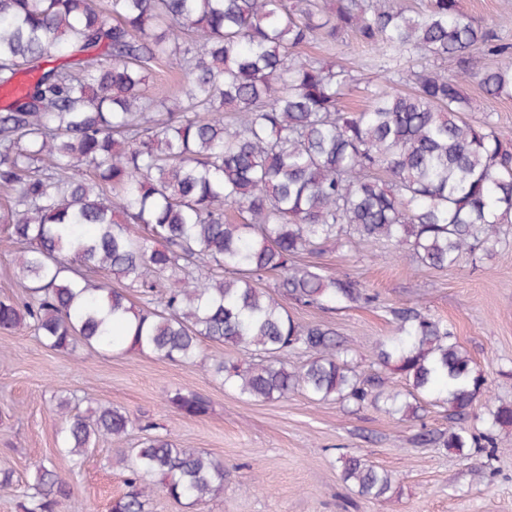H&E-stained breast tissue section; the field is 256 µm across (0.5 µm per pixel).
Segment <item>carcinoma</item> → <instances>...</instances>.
Wrapping results in <instances>:
<instances>
[{
    "label": "carcinoma",
    "mask_w": 512,
    "mask_h": 512,
    "mask_svg": "<svg viewBox=\"0 0 512 512\" xmlns=\"http://www.w3.org/2000/svg\"><path fill=\"white\" fill-rule=\"evenodd\" d=\"M385 60L383 82L362 110L340 106L351 73L319 56L347 33ZM106 47L112 61L96 54ZM85 58L73 67L66 59ZM493 29L460 6L429 0H0V88L19 84L0 111V234L27 298L0 299V330L33 329L56 351H108L194 364L200 343L230 344L213 375L245 399L302 391L315 400L387 406L418 416L422 405L462 420L489 392L488 377L454 341L448 322L416 306L389 308L395 333L377 364L405 391L361 374L336 330L302 324L287 302L333 310L377 301L351 277L297 262L326 243L381 240L436 270L477 250L507 245L512 224V148L462 90L478 80L512 98V55ZM456 61L417 70L391 65ZM179 73L174 93H152L158 66ZM413 84L409 92L394 86ZM244 214L229 221L225 207ZM149 236L138 235L137 228ZM276 272L275 290L262 286ZM125 280L114 288L110 275ZM143 299L136 305L130 293ZM310 352L300 366L288 353ZM168 402L185 417L210 413L188 389ZM135 419L104 405L65 414L63 451L81 459L92 441L120 437ZM512 428V404L489 410L488 428L422 429L418 442L492 458L496 432ZM127 490L111 512H146L158 489L203 503L224 490V462L154 437L120 460ZM359 495L380 498L394 477L361 456L342 460ZM70 478L37 466L23 512H57Z\"/></svg>",
    "instance_id": "1"
}]
</instances>
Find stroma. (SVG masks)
<instances>
[{
    "label": "stroma",
    "instance_id": "obj_1",
    "mask_svg": "<svg viewBox=\"0 0 512 512\" xmlns=\"http://www.w3.org/2000/svg\"><path fill=\"white\" fill-rule=\"evenodd\" d=\"M461 6L495 28L502 46L512 47V0H461ZM336 59L359 86L344 106L365 108L364 87L381 77L376 53L349 34ZM463 90L474 106L471 119L490 118L512 144V100L487 97L474 81ZM389 251L385 243L368 242L302 254L301 262L349 275L379 300L333 312L292 304L289 313L302 323L336 328L357 371L368 372L375 368L376 343L394 331L389 307L420 305L448 320L474 366L486 372L492 404L512 403V245L490 259L464 255L445 271L405 254L389 259ZM237 354L206 340L193 365L121 350L74 355L46 348L29 329L0 330V470L13 473L11 485H0V512H22V492L43 460L73 484L58 512H110L113 498L125 492L126 472L117 459L138 446L143 431L133 427L122 437L99 440L92 453L72 462L58 452L62 400L84 415L112 404L152 422L155 434L223 461V493L191 505L158 491L148 512H512V447L489 461L478 452L463 457L417 444L421 428H448L440 407L409 418L380 406L317 401L298 391L271 402L240 398L209 371L214 361ZM178 388L208 396L211 413L189 419L175 412L168 395ZM353 453L392 472L389 499L361 496L343 481L341 459Z\"/></svg>",
    "mask_w": 512,
    "mask_h": 512
}]
</instances>
